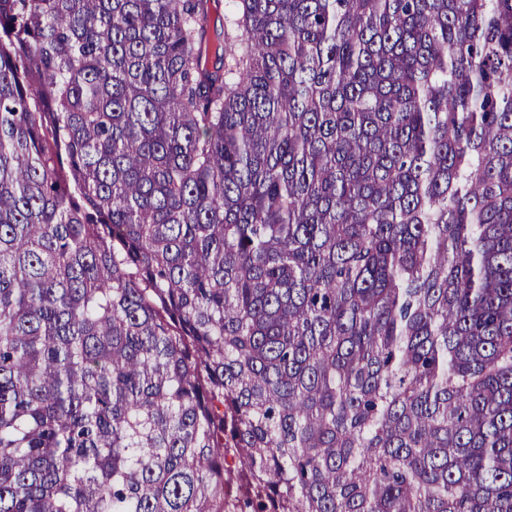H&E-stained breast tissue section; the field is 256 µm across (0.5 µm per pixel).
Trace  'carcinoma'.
<instances>
[{
    "label": "carcinoma",
    "mask_w": 512,
    "mask_h": 512,
    "mask_svg": "<svg viewBox=\"0 0 512 512\" xmlns=\"http://www.w3.org/2000/svg\"><path fill=\"white\" fill-rule=\"evenodd\" d=\"M0 0V512H512V0Z\"/></svg>",
    "instance_id": "carcinoma-1"
}]
</instances>
